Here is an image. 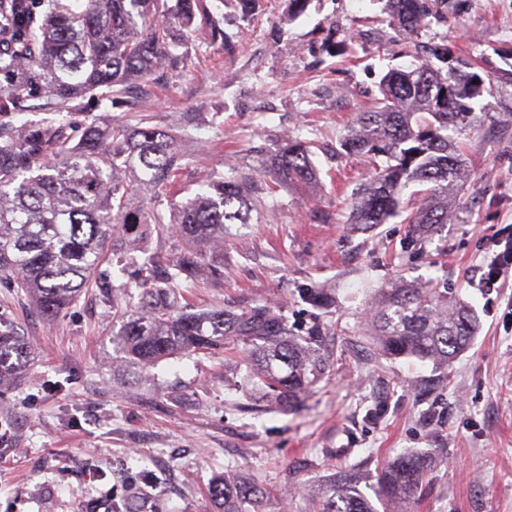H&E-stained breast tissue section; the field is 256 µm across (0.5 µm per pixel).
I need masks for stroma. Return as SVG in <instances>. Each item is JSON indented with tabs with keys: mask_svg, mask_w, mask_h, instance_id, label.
Here are the masks:
<instances>
[{
	"mask_svg": "<svg viewBox=\"0 0 512 512\" xmlns=\"http://www.w3.org/2000/svg\"><path fill=\"white\" fill-rule=\"evenodd\" d=\"M446 4V21L428 17L407 38L380 0H310L295 19L287 0H262L247 21L226 0H205L206 16L179 33L178 61L148 78L86 92L70 110L34 98L0 112L14 132L65 124L70 147L115 121L172 131L176 184L138 194L166 213L213 171L277 183L268 158L278 141L309 143L318 181L277 183L250 223L225 225L220 270L204 267L177 290L199 312L265 306L292 335L322 327L325 363L287 408L256 385L238 340L129 374L112 334L119 311L137 306L145 254L179 255L171 227L128 244L122 268L103 264L109 290L81 292L54 321L2 279L0 324L31 358L0 380V512H87L91 499L114 512H219L208 488L225 475L265 489L259 512H308L309 491L335 474L368 480L403 453L433 465L413 512H512V288L472 286L486 237L512 224V0ZM213 20L233 51L212 38ZM435 43L493 80L457 135L469 166L457 217L422 243L396 219L356 228L349 203L373 157L342 140L376 106L384 74ZM398 277L449 286L472 305L477 331L448 366L386 358L363 336L373 290ZM309 288L327 305L307 303Z\"/></svg>",
	"mask_w": 512,
	"mask_h": 512,
	"instance_id": "obj_1",
	"label": "stroma"
}]
</instances>
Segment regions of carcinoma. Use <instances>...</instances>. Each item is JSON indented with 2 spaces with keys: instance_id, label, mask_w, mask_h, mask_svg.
Returning a JSON list of instances; mask_svg holds the SVG:
<instances>
[{
  "instance_id": "carcinoma-1",
  "label": "carcinoma",
  "mask_w": 512,
  "mask_h": 512,
  "mask_svg": "<svg viewBox=\"0 0 512 512\" xmlns=\"http://www.w3.org/2000/svg\"><path fill=\"white\" fill-rule=\"evenodd\" d=\"M167 0H49L38 22L28 0H0V75L10 84L0 92L15 100L51 96L50 104L69 108L85 91L145 78L171 56L177 36L160 20ZM204 0H176L174 11L189 28ZM383 10L407 35L429 15V0H383ZM381 107L359 114L343 141L345 150H377L386 160L351 203V223L362 229L402 214L400 195L419 186L420 199L403 223L411 236L430 238L448 223L452 198L466 177V162L450 132L468 124L470 102L483 95L485 80L475 64L448 58L436 45L427 60L393 70L380 82ZM65 125L30 129L15 137L0 131V275L26 289L42 315L58 318L81 289L89 286L109 250L136 240L155 226L176 225L183 250L168 264L166 279L192 277L211 245V261L222 263L224 225L250 223L251 205L236 178L207 176L198 192L173 209L172 219L134 203L141 188L169 187L181 169L172 136L155 127L132 133L114 122L105 130L89 127L78 147L64 144ZM58 147L61 159L49 172L32 175L30 162ZM272 164L281 182L309 183L317 173L309 145L287 137ZM138 172V184L120 178ZM476 319L449 288H424L400 280L377 289L366 321L367 335L393 358L416 357L446 364L464 351L476 332ZM248 345L260 384L288 405L321 373V361L288 333L281 318L262 308L250 313L222 309L199 313L177 294L151 284L137 310L117 333L126 363L134 368L224 349L232 338ZM27 346L0 331V379L24 370ZM430 459L400 455L381 467L373 488L382 500H410L420 489ZM209 495L222 512H257L261 491L226 476L214 480ZM312 512H375L345 471L316 493Z\"/></svg>"
}]
</instances>
